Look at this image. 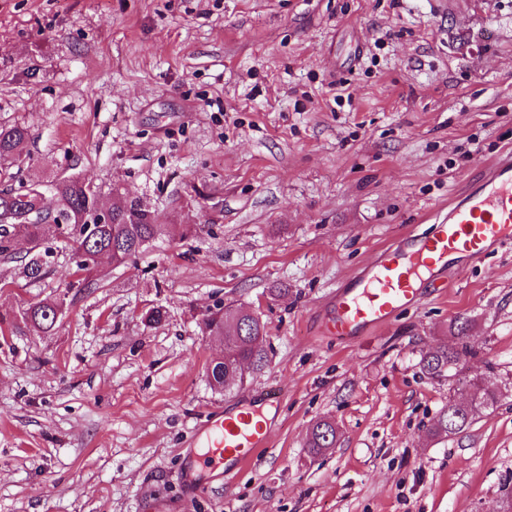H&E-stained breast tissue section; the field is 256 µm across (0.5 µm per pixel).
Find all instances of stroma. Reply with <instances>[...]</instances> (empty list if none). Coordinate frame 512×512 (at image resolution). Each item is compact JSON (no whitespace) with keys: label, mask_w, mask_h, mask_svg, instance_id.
<instances>
[{"label":"stroma","mask_w":512,"mask_h":512,"mask_svg":"<svg viewBox=\"0 0 512 512\" xmlns=\"http://www.w3.org/2000/svg\"><path fill=\"white\" fill-rule=\"evenodd\" d=\"M13 181L79 176L168 227L79 290L67 253L28 281L0 259V512H142L184 497L201 416L279 390L269 444L186 512H502L512 489V247L343 343L339 285L512 150V0H0V125ZM203 225L184 239L180 224ZM62 300L56 330L23 309ZM222 304L256 311L268 362L214 390ZM162 307L165 320L145 322ZM469 319L467 362L505 391L431 435L447 381L422 355ZM335 447L310 458L314 424ZM27 135V129L22 125L0 126L1 165L2 162L14 165L25 160L21 153V146L25 142ZM336 425L328 419L320 420L312 428L305 448L311 457L320 455L326 448H332L336 443Z\"/></svg>","instance_id":"1"}]
</instances>
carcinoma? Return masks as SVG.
<instances>
[{
  "mask_svg": "<svg viewBox=\"0 0 512 512\" xmlns=\"http://www.w3.org/2000/svg\"><path fill=\"white\" fill-rule=\"evenodd\" d=\"M27 135L22 125L0 126V161L10 165L22 162L21 146ZM46 189L45 181L38 176L0 189V257L13 258L9 248L11 238L27 239L31 248L21 266L23 276L31 281H40L47 274L49 249L43 244L48 241L69 254L78 276V287L95 288L100 282V270L97 264L81 260L84 253L98 252L117 268L137 258L161 233L155 213L125 188L111 190L112 201L107 202L97 185L90 186L77 178H58L52 184L53 210L43 211L37 204ZM100 206L112 212V222L83 223ZM59 310L55 303H35L22 312L21 319L32 330L51 332L58 323ZM203 325L208 334L224 338V355L212 360L207 368L215 389L227 391L239 386L247 376L265 366L267 352L262 340L267 329L259 316L244 308L226 312L224 306L218 305L207 312ZM452 327L457 330L456 346L436 347L420 360L427 376L446 378L451 386L463 382L460 374L466 371L467 360L475 356L466 334L468 319L458 316ZM500 398L498 392L485 389L471 406L448 400L433 423L432 433L449 436L460 432L477 413L497 407ZM336 436L333 421L317 422L305 444L309 455L316 457L333 447Z\"/></svg>",
  "mask_w": 512,
  "mask_h": 512,
  "instance_id": "obj_1",
  "label": "carcinoma"
}]
</instances>
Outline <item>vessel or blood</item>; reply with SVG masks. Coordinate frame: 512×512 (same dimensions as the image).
I'll list each match as a JSON object with an SVG mask.
<instances>
[{
  "label": "vessel or blood",
  "mask_w": 512,
  "mask_h": 512,
  "mask_svg": "<svg viewBox=\"0 0 512 512\" xmlns=\"http://www.w3.org/2000/svg\"><path fill=\"white\" fill-rule=\"evenodd\" d=\"M505 245H512L511 152L486 169L481 188L461 196L436 221L431 234H407L396 248L385 249L367 273L337 287L326 331L346 341L383 326L400 309L421 300L424 283L445 272L449 258L471 262ZM197 429L198 464L222 470L228 479L266 446L269 437L267 422L255 421L244 410L226 416L210 413Z\"/></svg>",
  "instance_id": "1"
}]
</instances>
